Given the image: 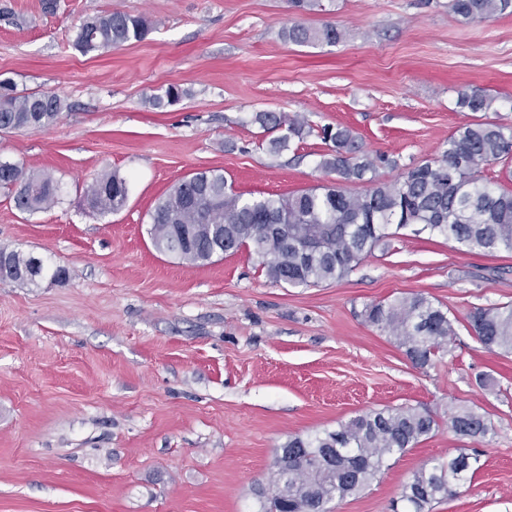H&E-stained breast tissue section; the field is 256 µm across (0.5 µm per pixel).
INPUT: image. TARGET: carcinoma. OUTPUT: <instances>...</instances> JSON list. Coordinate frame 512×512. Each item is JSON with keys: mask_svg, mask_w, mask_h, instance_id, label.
Masks as SVG:
<instances>
[{"mask_svg": "<svg viewBox=\"0 0 512 512\" xmlns=\"http://www.w3.org/2000/svg\"><path fill=\"white\" fill-rule=\"evenodd\" d=\"M452 13L466 21L512 15V0H448ZM150 21L126 12L109 11L84 20L73 40L87 55L145 38ZM297 45L339 42L332 24L320 28L294 25L284 32ZM493 100L483 90L462 91L458 105L485 112ZM64 109L54 93H20L12 82L0 83V131L44 128L57 122ZM265 129L286 128L272 142L278 151L290 138H302L307 122L299 116L261 112ZM330 143L319 167L335 176L328 184L291 195L245 199L234 193L224 172L209 169L179 180L156 202L149 234L156 249L173 253L189 264H204L232 247L248 249L264 260L266 276L276 284L310 287L347 278L375 249L388 244L391 229L408 226L416 232L444 236L470 254L512 252V189L482 181L481 169L512 160V125L467 122L450 136L440 156L406 168L392 182L376 179L383 155L366 152L351 130L322 129ZM369 183L360 195L346 191L349 183ZM0 190L17 210L34 214L59 202V182L9 160L0 164ZM89 203L102 212L121 209L128 197L125 178L105 173L86 189ZM48 267L32 255L0 251V280L35 285ZM364 321L385 332L412 364L433 363L453 336L448 309L422 294H409L365 305ZM477 341L490 350L512 353V306L478 307L469 315ZM448 427L462 437L490 433L485 415L466 406L448 407ZM438 428L428 411L412 407L373 409L338 424L334 430L288 440L294 459L275 465L267 486L258 491L266 501L262 512H329L327 504L363 491L387 460L403 455ZM479 459L461 453L416 470L392 504V512H426L456 493L472 478Z\"/></svg>", "mask_w": 512, "mask_h": 512, "instance_id": "cac0c4a2", "label": "carcinoma"}]
</instances>
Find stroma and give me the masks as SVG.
I'll use <instances>...</instances> for the list:
<instances>
[{"instance_id": "1", "label": "stroma", "mask_w": 512, "mask_h": 512, "mask_svg": "<svg viewBox=\"0 0 512 512\" xmlns=\"http://www.w3.org/2000/svg\"><path fill=\"white\" fill-rule=\"evenodd\" d=\"M141 15L142 41L88 55L86 18ZM331 23L333 46L282 31ZM58 95L50 127L0 131V158L51 173L58 204L35 214L0 191V250L68 269L67 280L0 281V512H257L280 449L355 414L409 406L439 426L332 512H391L411 474L459 453L479 468L431 512H512V354L475 339L473 308L512 304V252L468 254L400 230L339 282L272 283L242 250L191 265L150 239L157 199L219 169L245 198L331 181L317 135L344 126L388 157L384 181L439 156L462 123L512 124V16L466 22L448 0H0V78ZM183 97L154 108L150 95ZM477 87L489 112L457 105ZM312 131L271 152L280 130ZM128 183L114 213L84 196L105 172ZM421 293L456 336L426 368L365 323L366 304ZM492 374L497 385L480 387ZM485 413L486 438L456 435L448 405ZM255 120L265 129H279L286 126L287 134L272 142V149L274 151H279L281 148L286 147L291 137L303 138L306 127L309 128L307 133H310V127L307 126V122L298 115L291 117L282 113L260 112L256 115Z\"/></svg>"}]
</instances>
